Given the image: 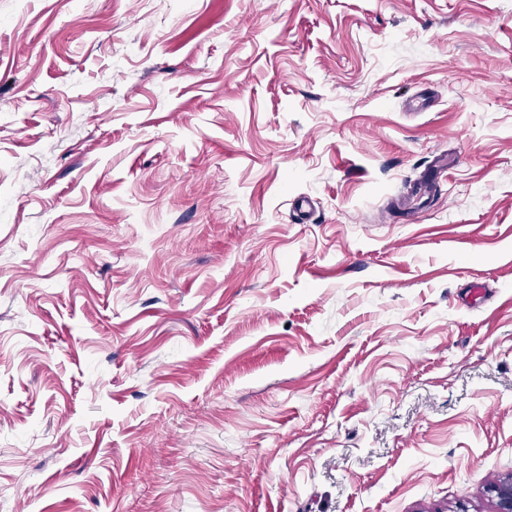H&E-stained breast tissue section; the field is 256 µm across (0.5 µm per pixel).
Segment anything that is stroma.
<instances>
[{
  "instance_id": "35a3bbf8",
  "label": "stroma",
  "mask_w": 512,
  "mask_h": 512,
  "mask_svg": "<svg viewBox=\"0 0 512 512\" xmlns=\"http://www.w3.org/2000/svg\"><path fill=\"white\" fill-rule=\"evenodd\" d=\"M511 472L512 0H0V512Z\"/></svg>"
}]
</instances>
